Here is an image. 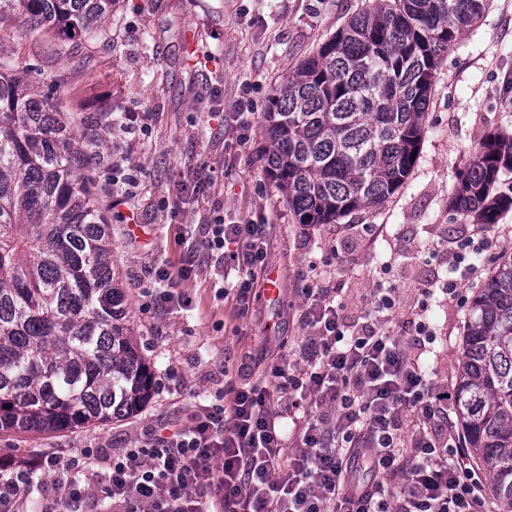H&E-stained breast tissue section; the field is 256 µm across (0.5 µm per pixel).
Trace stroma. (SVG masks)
Instances as JSON below:
<instances>
[{"label":"stroma","mask_w":512,"mask_h":512,"mask_svg":"<svg viewBox=\"0 0 512 512\" xmlns=\"http://www.w3.org/2000/svg\"><path fill=\"white\" fill-rule=\"evenodd\" d=\"M368 0H119L90 41H69L17 20L0 23V53L70 122L112 107L134 128L109 136L113 163L134 181L121 199L110 170L97 190L112 226V257L125 285L135 341L156 389L135 416L75 431L0 434V456L17 466L86 448H130L161 421L187 422L195 404L224 387L225 367L253 365L260 347L298 351L310 333L303 288L342 289L349 313L373 288L395 286L405 305L445 273L444 259L471 218L450 210L459 175L489 134L512 131V0H490L478 23L449 48L436 72L425 133L409 179L377 208L335 224L297 223L261 170L260 120L284 77ZM225 221L270 226L267 273L276 296L239 314L224 266L209 259L189 278L179 268L189 231L212 212ZM371 234H364L363 225ZM167 268L172 291L189 294L187 314L159 313L145 288ZM471 297L431 302L442 341L434 378L454 384L463 318Z\"/></svg>","instance_id":"35a3bbf8"}]
</instances>
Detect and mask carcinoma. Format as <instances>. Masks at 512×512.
Here are the masks:
<instances>
[{
	"mask_svg": "<svg viewBox=\"0 0 512 512\" xmlns=\"http://www.w3.org/2000/svg\"><path fill=\"white\" fill-rule=\"evenodd\" d=\"M116 0H0L32 29L90 36ZM488 0H376L275 90L262 169L299 224L382 205L409 178L442 57ZM112 108L73 127L0 55V433L129 418L155 376L133 336L112 236L83 170L112 167ZM512 135L481 141L452 209L494 224L512 208ZM454 412L502 512H512V252L472 288Z\"/></svg>",
	"mask_w": 512,
	"mask_h": 512,
	"instance_id": "1",
	"label": "carcinoma"
}]
</instances>
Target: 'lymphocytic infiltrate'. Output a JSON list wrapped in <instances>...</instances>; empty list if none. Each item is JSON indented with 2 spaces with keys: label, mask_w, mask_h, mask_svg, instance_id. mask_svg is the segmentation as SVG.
<instances>
[{
  "label": "lymphocytic infiltrate",
  "mask_w": 512,
  "mask_h": 512,
  "mask_svg": "<svg viewBox=\"0 0 512 512\" xmlns=\"http://www.w3.org/2000/svg\"><path fill=\"white\" fill-rule=\"evenodd\" d=\"M200 244L224 258L236 303L247 312L267 265L262 224L203 225ZM492 239L456 242L452 275L437 285L455 298L474 275L472 256ZM311 328L296 367L265 359L258 377H225L189 425L147 428L135 447L87 449L29 463L0 481V512H23L28 477L47 469L55 494L42 512H494L448 412V388L423 367L435 328L416 309L398 313L394 289H376L357 319L335 289H304ZM105 462V482L80 469Z\"/></svg>",
  "instance_id": "obj_1"
}]
</instances>
